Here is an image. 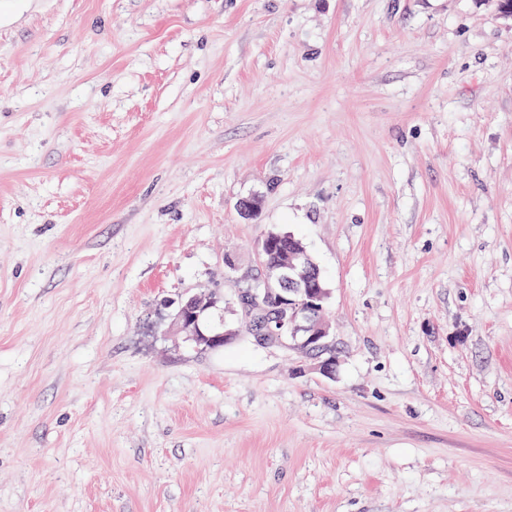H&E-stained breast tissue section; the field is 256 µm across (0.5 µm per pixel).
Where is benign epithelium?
<instances>
[{
	"instance_id": "obj_1",
	"label": "benign epithelium",
	"mask_w": 512,
	"mask_h": 512,
	"mask_svg": "<svg viewBox=\"0 0 512 512\" xmlns=\"http://www.w3.org/2000/svg\"><path fill=\"white\" fill-rule=\"evenodd\" d=\"M282 241L268 231L257 250L261 274L247 280L232 304L243 312L250 339L260 347H278L305 357L308 370L331 377L339 363L336 336L323 317L329 289L309 252L297 245L280 260L268 263L262 254ZM223 298L214 293L169 298L164 306L172 309L169 330L182 336L198 350H220L241 335L238 328L211 320Z\"/></svg>"
}]
</instances>
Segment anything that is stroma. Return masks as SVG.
I'll list each match as a JSON object with an SVG mask.
<instances>
[{"mask_svg": "<svg viewBox=\"0 0 512 512\" xmlns=\"http://www.w3.org/2000/svg\"><path fill=\"white\" fill-rule=\"evenodd\" d=\"M273 227L330 288L333 377L167 330L162 298L233 297ZM0 512H512L494 0H32L0 27Z\"/></svg>", "mask_w": 512, "mask_h": 512, "instance_id": "1", "label": "stroma"}]
</instances>
